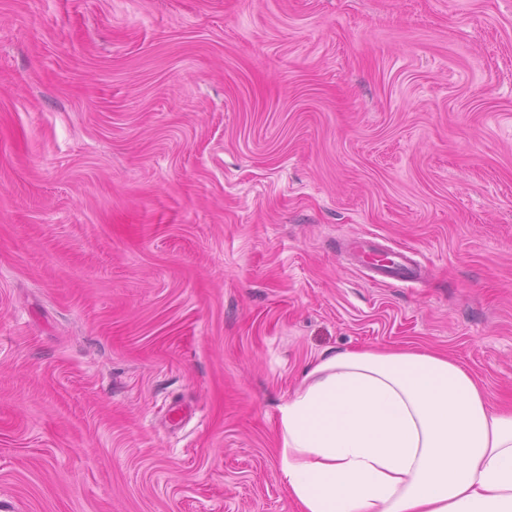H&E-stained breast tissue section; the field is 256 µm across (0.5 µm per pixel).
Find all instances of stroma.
I'll use <instances>...</instances> for the list:
<instances>
[{"instance_id": "stroma-1", "label": "stroma", "mask_w": 512, "mask_h": 512, "mask_svg": "<svg viewBox=\"0 0 512 512\" xmlns=\"http://www.w3.org/2000/svg\"><path fill=\"white\" fill-rule=\"evenodd\" d=\"M386 347L512 407V0H0V512H297L281 406ZM360 259L365 265L369 277L374 281L392 279L413 286L420 283L424 276V264L417 259L412 250L388 249L379 251L373 239L363 238L360 242Z\"/></svg>"}]
</instances>
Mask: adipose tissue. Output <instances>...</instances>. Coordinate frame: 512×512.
<instances>
[{
	"mask_svg": "<svg viewBox=\"0 0 512 512\" xmlns=\"http://www.w3.org/2000/svg\"><path fill=\"white\" fill-rule=\"evenodd\" d=\"M299 512H512V411L426 349L329 353L281 408Z\"/></svg>",
	"mask_w": 512,
	"mask_h": 512,
	"instance_id": "obj_1",
	"label": "adipose tissue"
}]
</instances>
